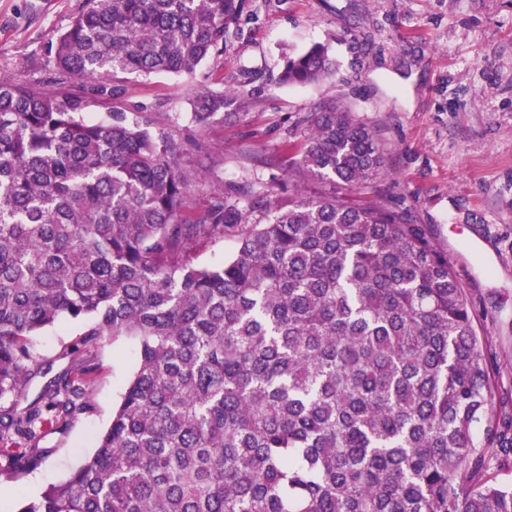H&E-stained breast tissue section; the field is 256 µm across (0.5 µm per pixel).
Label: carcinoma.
Masks as SVG:
<instances>
[{
	"label": "carcinoma",
	"instance_id": "carcinoma-1",
	"mask_svg": "<svg viewBox=\"0 0 512 512\" xmlns=\"http://www.w3.org/2000/svg\"><path fill=\"white\" fill-rule=\"evenodd\" d=\"M246 2L84 0L57 40L61 78H0V469H35L90 411L103 337L136 347L95 452L18 512H512L492 475L512 466V398L495 399L488 345L425 226L336 194L273 204L278 184L249 215L220 194L187 217L179 143L118 109V75L192 74ZM330 69L318 43L279 82ZM250 104L205 88L192 118ZM93 107L107 119L87 120ZM302 123L288 168L355 190L389 174L344 104ZM226 235L224 263L187 255ZM63 321L86 327L55 371L31 338Z\"/></svg>",
	"mask_w": 512,
	"mask_h": 512
}]
</instances>
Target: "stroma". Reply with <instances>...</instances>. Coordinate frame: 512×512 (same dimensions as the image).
Listing matches in <instances>:
<instances>
[{"label": "stroma", "instance_id": "obj_1", "mask_svg": "<svg viewBox=\"0 0 512 512\" xmlns=\"http://www.w3.org/2000/svg\"><path fill=\"white\" fill-rule=\"evenodd\" d=\"M82 7L83 0H0V76L52 80L57 38ZM316 43L328 48L331 75L278 84L285 60ZM240 80L251 99L246 118L191 122L197 89ZM122 85L120 110L144 113L156 133L181 142L196 212L232 184L279 181L290 192L331 193V185L289 170L283 145L319 105H348L377 129L389 170L361 198L427 227L467 293L493 366L512 365V0H249L239 34L193 76L132 74ZM96 363L93 411L46 438L38 468L17 478L0 473V489L15 492L12 512L94 452L135 354L127 341L107 338Z\"/></svg>", "mask_w": 512, "mask_h": 512}]
</instances>
